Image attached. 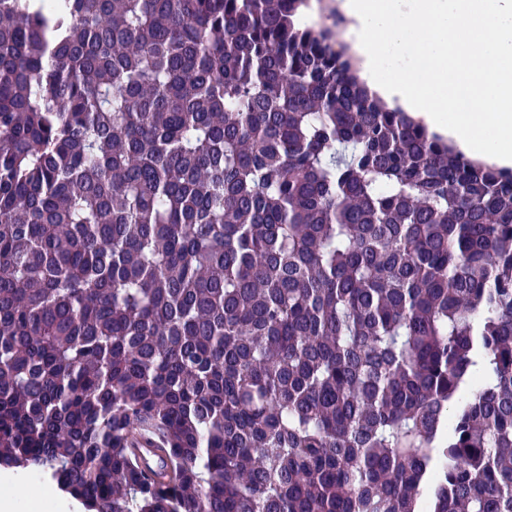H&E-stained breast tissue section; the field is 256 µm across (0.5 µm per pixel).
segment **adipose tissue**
I'll return each mask as SVG.
<instances>
[{
    "instance_id": "adipose-tissue-1",
    "label": "adipose tissue",
    "mask_w": 512,
    "mask_h": 512,
    "mask_svg": "<svg viewBox=\"0 0 512 512\" xmlns=\"http://www.w3.org/2000/svg\"><path fill=\"white\" fill-rule=\"evenodd\" d=\"M370 89L446 133L468 157L512 165V0H339ZM0 474V512H70L19 499Z\"/></svg>"
}]
</instances>
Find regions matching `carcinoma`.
Segmentation results:
<instances>
[{
  "label": "carcinoma",
  "mask_w": 512,
  "mask_h": 512,
  "mask_svg": "<svg viewBox=\"0 0 512 512\" xmlns=\"http://www.w3.org/2000/svg\"><path fill=\"white\" fill-rule=\"evenodd\" d=\"M306 0H0V465L90 512H512V169Z\"/></svg>",
  "instance_id": "cac0c4a2"
}]
</instances>
